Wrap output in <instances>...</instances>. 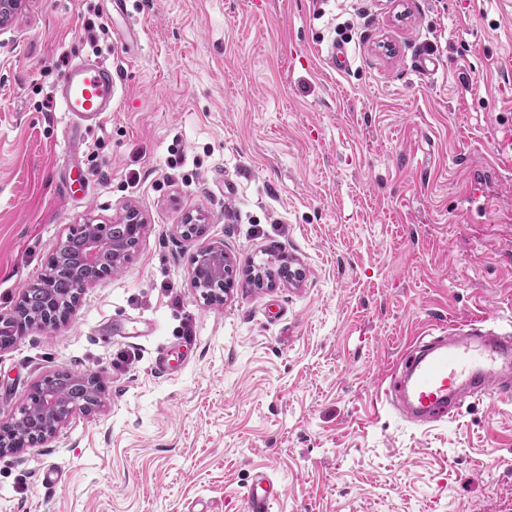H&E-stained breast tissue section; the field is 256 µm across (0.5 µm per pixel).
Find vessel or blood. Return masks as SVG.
Segmentation results:
<instances>
[{
	"label": "vessel or blood",
	"mask_w": 512,
	"mask_h": 512,
	"mask_svg": "<svg viewBox=\"0 0 512 512\" xmlns=\"http://www.w3.org/2000/svg\"><path fill=\"white\" fill-rule=\"evenodd\" d=\"M116 95L112 65L103 59L70 65L62 74L58 97L64 111L88 119L111 111ZM393 385L407 418L428 422L447 417L456 394L512 393V337L473 332L436 340L411 350ZM273 488L259 478L248 490V512H269Z\"/></svg>",
	"instance_id": "1"
}]
</instances>
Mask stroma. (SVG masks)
<instances>
[{
	"instance_id": "1",
	"label": "stroma",
	"mask_w": 512,
	"mask_h": 512,
	"mask_svg": "<svg viewBox=\"0 0 512 512\" xmlns=\"http://www.w3.org/2000/svg\"><path fill=\"white\" fill-rule=\"evenodd\" d=\"M86 56L118 71L97 121L55 94ZM510 128L512 0H24L0 33V315L84 224L147 227L67 322L0 348V424L60 371L104 390L0 456V512H247L261 476L273 512H512V397L419 426L385 396L421 337L512 335ZM208 244L236 271L220 302L190 286Z\"/></svg>"
}]
</instances>
